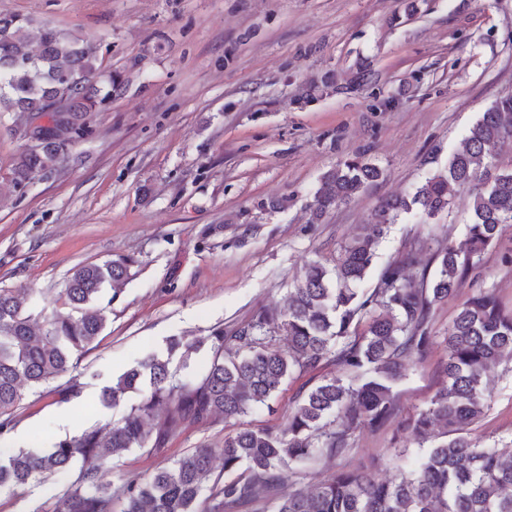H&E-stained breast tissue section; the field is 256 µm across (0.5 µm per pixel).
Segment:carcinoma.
<instances>
[{
	"instance_id": "obj_1",
	"label": "carcinoma",
	"mask_w": 512,
	"mask_h": 512,
	"mask_svg": "<svg viewBox=\"0 0 512 512\" xmlns=\"http://www.w3.org/2000/svg\"><path fill=\"white\" fill-rule=\"evenodd\" d=\"M32 27L29 17L0 14V112L47 116L61 102L66 131L45 129L39 149L17 156L11 178L0 185L14 191L55 170L60 156L92 132L90 114L123 87L119 73L102 68L95 41L51 25L34 37ZM511 140L510 95L482 113L445 170L410 197L380 201L372 223L340 246L333 268L305 262L279 313H259L229 334L217 329L203 339L171 340L169 354L181 352L184 362L211 342L213 360L195 381H182L168 358L142 359L105 390L115 406L149 383L118 424L67 435L43 453L19 451L0 462V487L25 488L90 460L54 512H115L117 503L120 512H246L263 500L272 502L273 512H512V448L484 447L469 434L484 413L488 371L512 361V308L481 284L471 287L444 335L429 327L433 307L467 280L479 279L483 255L512 231V167L497 159L498 147ZM381 176L361 155L338 161L320 179L314 218L350 202ZM455 189L467 193L473 213L465 240L438 244L434 271L423 268L417 282L405 273L409 253L386 263L374 288H359L390 226L403 214L435 217L452 205ZM131 262L121 257L75 268L66 280L64 307L53 310L39 334L26 298L0 289V436L15 426L24 387L62 375L74 355L90 350L107 320L98 296L128 278ZM280 336L287 339L284 347L276 344ZM437 344L446 352L442 383L398 427L404 446L418 449L411 467L400 466L390 476L340 468L310 489L278 495L300 467L316 458H341L357 433L392 425L399 414L397 386ZM328 365L343 367L349 378L326 375L299 395L288 407L285 431L241 428L217 448H199L112 490L103 465L130 449L158 453L182 427L206 425L217 416L237 420L269 405L286 378ZM154 420L153 430L148 422ZM215 455L223 459L222 476H213Z\"/></svg>"
}]
</instances>
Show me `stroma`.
<instances>
[{
    "mask_svg": "<svg viewBox=\"0 0 512 512\" xmlns=\"http://www.w3.org/2000/svg\"><path fill=\"white\" fill-rule=\"evenodd\" d=\"M0 0L19 14L100 41L105 69L125 88L93 113L91 135L62 169L0 195V288L31 289L37 320L59 308L67 278L86 263H133L118 295L103 291L107 321L75 368L26 392L0 459L51 448L80 430L119 422L101 392L174 337L232 331L279 309L304 261L332 259L369 223L377 203L415 192L447 167L496 99L512 95V0ZM31 144L24 120L0 114V176ZM364 154L382 176L348 203L311 221L319 180L338 160ZM469 200L427 223L401 216L378 248V264L413 256L418 277L430 251L415 240L462 242ZM512 232L482 263L486 285L512 307ZM435 346L397 387L403 413L441 384ZM320 373L286 379L271 407L237 425L215 418L172 435L164 452L135 448L112 469L113 485L148 474L235 427L281 431L296 396ZM77 384V397L62 388ZM488 407L471 428L489 446L512 443V362L488 373ZM395 427L357 436L342 458L310 464L304 484L339 468L384 472L407 465ZM78 468L9 491L0 512H53Z\"/></svg>",
    "mask_w": 512,
    "mask_h": 512,
    "instance_id": "obj_1",
    "label": "stroma"
}]
</instances>
